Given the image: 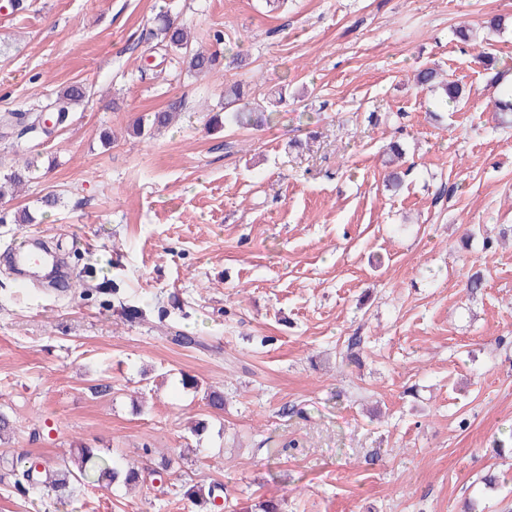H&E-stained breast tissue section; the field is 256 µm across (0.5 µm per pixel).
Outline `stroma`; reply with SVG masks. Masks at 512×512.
<instances>
[{
    "mask_svg": "<svg viewBox=\"0 0 512 512\" xmlns=\"http://www.w3.org/2000/svg\"><path fill=\"white\" fill-rule=\"evenodd\" d=\"M163 9L242 63L199 77L164 58ZM0 41V112L91 89L50 134L0 137L1 175L40 154L0 202V512H196L198 481L225 486L224 512H512V455L496 452L512 440V127L492 85L512 66V0H0ZM424 67L463 101L417 88ZM237 83L288 101L267 126L208 129ZM175 101L171 126L131 135ZM26 235L63 258L61 280L5 263ZM90 264L119 293L82 294ZM82 445L170 466L63 502L22 483L17 457Z\"/></svg>",
    "mask_w": 512,
    "mask_h": 512,
    "instance_id": "obj_1",
    "label": "stroma"
}]
</instances>
